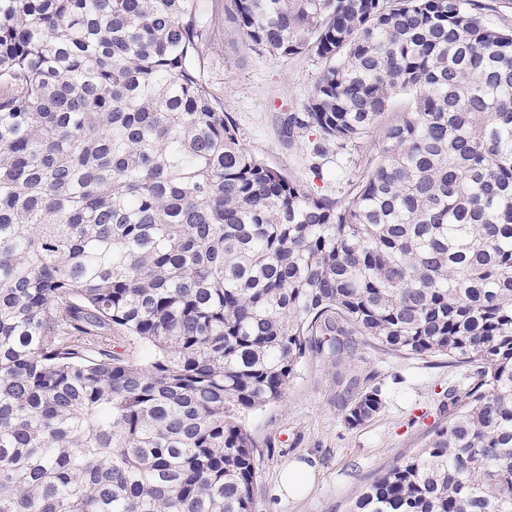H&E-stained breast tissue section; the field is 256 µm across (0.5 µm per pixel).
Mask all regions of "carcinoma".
<instances>
[{
    "label": "carcinoma",
    "mask_w": 512,
    "mask_h": 512,
    "mask_svg": "<svg viewBox=\"0 0 512 512\" xmlns=\"http://www.w3.org/2000/svg\"><path fill=\"white\" fill-rule=\"evenodd\" d=\"M205 2L0 0V512H254L240 415L360 339L467 371L353 512H512V28L475 0H225L228 34L325 63L288 138L408 96L333 201L224 118Z\"/></svg>",
    "instance_id": "cac0c4a2"
}]
</instances>
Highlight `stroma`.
<instances>
[{"mask_svg":"<svg viewBox=\"0 0 512 512\" xmlns=\"http://www.w3.org/2000/svg\"><path fill=\"white\" fill-rule=\"evenodd\" d=\"M224 3L207 0L213 22L204 45L205 76L241 143L314 196L347 198L378 160L385 131L406 111L407 98H393L359 139L329 150H320L314 130L285 137L286 116L302 111L324 64L308 55L277 58L225 35ZM463 380L462 368L444 355L405 356L360 344L336 365L307 353L281 401L241 417L258 445L255 512H350L360 488L378 471L431 446L434 427L449 421L448 388ZM372 384L385 393L382 409L349 427L346 407ZM306 457L317 465L314 489L280 500L274 494L279 471Z\"/></svg>","mask_w":512,"mask_h":512,"instance_id":"stroma-1","label":"stroma"}]
</instances>
